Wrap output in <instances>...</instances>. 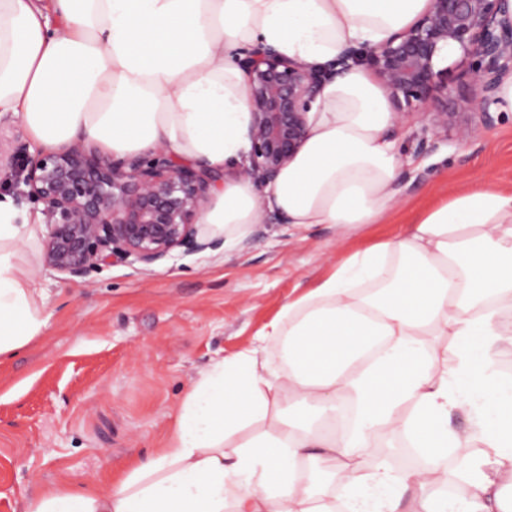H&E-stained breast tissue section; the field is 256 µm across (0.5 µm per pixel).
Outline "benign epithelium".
Here are the masks:
<instances>
[{"instance_id":"7a95c632","label":"benign epithelium","mask_w":512,"mask_h":512,"mask_svg":"<svg viewBox=\"0 0 512 512\" xmlns=\"http://www.w3.org/2000/svg\"><path fill=\"white\" fill-rule=\"evenodd\" d=\"M459 59L440 66L445 47ZM361 65L386 91L401 123L421 126V148L466 145L494 122L503 81L512 76V0H429L427 8L385 43L347 45L331 67L316 69L257 46L246 51V98L252 114L251 162L260 187L274 183L303 145L308 111L331 74ZM9 188L41 202L49 216L48 266L81 278L102 263L154 265L176 250L218 249L198 238L196 221L216 172L158 149L114 160L74 142L58 151L17 152Z\"/></svg>"}]
</instances>
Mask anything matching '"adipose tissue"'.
<instances>
[{
  "mask_svg": "<svg viewBox=\"0 0 512 512\" xmlns=\"http://www.w3.org/2000/svg\"><path fill=\"white\" fill-rule=\"evenodd\" d=\"M427 0H0V115L46 149L93 140L116 156L159 148L223 172L250 149L238 59L257 45L315 67L346 45H379ZM307 139L275 180L225 178L198 221L213 233L264 224L383 223L402 164L383 89L353 66L324 83ZM38 221L0 198V356L38 338L44 296L22 258ZM512 190L449 191L396 237L339 261L259 334L213 363L173 413L164 447L110 483L28 499L25 512H512ZM455 365L438 370L436 337ZM465 406L469 431L448 427ZM426 459L405 476L365 471L378 431ZM466 459L462 494L438 492L449 450ZM341 500H332L331 486Z\"/></svg>",
  "mask_w": 512,
  "mask_h": 512,
  "instance_id": "1",
  "label": "adipose tissue"
}]
</instances>
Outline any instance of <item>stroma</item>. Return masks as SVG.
<instances>
[{
    "label": "stroma",
    "instance_id": "1",
    "mask_svg": "<svg viewBox=\"0 0 512 512\" xmlns=\"http://www.w3.org/2000/svg\"><path fill=\"white\" fill-rule=\"evenodd\" d=\"M404 164L385 223L342 236L334 224L246 226L216 250L155 265L114 263L73 280L50 268L40 227L26 255L46 298L37 341L0 360V512L23 494L103 477L163 447L171 415L215 361L257 345L288 301L340 259L400 234L449 189L483 179L512 189V114L460 148L419 145L420 126L395 133Z\"/></svg>",
    "mask_w": 512,
    "mask_h": 512
}]
</instances>
